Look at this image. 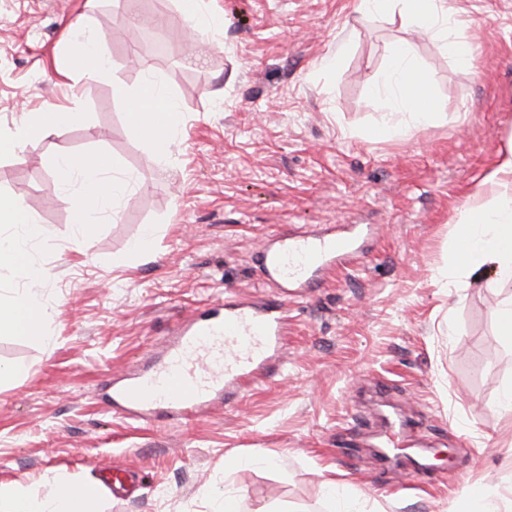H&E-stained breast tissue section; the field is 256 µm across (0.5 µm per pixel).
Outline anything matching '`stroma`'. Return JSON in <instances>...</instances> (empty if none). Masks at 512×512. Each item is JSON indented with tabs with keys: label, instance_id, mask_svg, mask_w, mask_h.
Returning <instances> with one entry per match:
<instances>
[{
	"label": "stroma",
	"instance_id": "stroma-1",
	"mask_svg": "<svg viewBox=\"0 0 512 512\" xmlns=\"http://www.w3.org/2000/svg\"><path fill=\"white\" fill-rule=\"evenodd\" d=\"M357 0H205L219 48L195 59L179 0H0V136L23 115L80 121L32 131L0 152V197L23 200L48 240L47 276L0 264V304L42 297L46 338L0 335V485L52 496L63 478L97 481L86 458L133 472L134 492L101 489L97 512H455L485 500L512 512V340L499 310L512 280L452 268L457 213L512 143V0H447L478 20L476 66L399 15L359 17ZM88 22L109 68L72 64L69 28ZM409 43L443 110L382 138L373 95L387 48ZM341 55L338 68L329 57ZM180 122L157 156L127 100L146 72ZM101 153L138 184L116 215L77 232L54 188L59 155ZM371 225L359 260L289 297L281 365L234 404L188 420L137 421L105 408L103 387L156 356L179 320L214 298L263 292L257 252L276 233ZM154 227L149 254L132 246ZM388 382L431 456L404 489L370 434L363 400ZM406 448L402 457L413 456Z\"/></svg>",
	"mask_w": 512,
	"mask_h": 512
}]
</instances>
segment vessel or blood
<instances>
[{
	"label": "vessel or blood",
	"instance_id": "b4317fda",
	"mask_svg": "<svg viewBox=\"0 0 512 512\" xmlns=\"http://www.w3.org/2000/svg\"><path fill=\"white\" fill-rule=\"evenodd\" d=\"M357 237L324 231L280 235L258 255L267 282L305 286L349 260ZM288 319L281 301L265 296L217 299L179 322L152 366L116 381L106 399L131 418L161 412L195 414L216 398H243L258 372L282 350Z\"/></svg>",
	"mask_w": 512,
	"mask_h": 512
}]
</instances>
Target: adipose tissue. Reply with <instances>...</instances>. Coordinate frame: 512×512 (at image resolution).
<instances>
[{"mask_svg":"<svg viewBox=\"0 0 512 512\" xmlns=\"http://www.w3.org/2000/svg\"><path fill=\"white\" fill-rule=\"evenodd\" d=\"M399 5L401 14L413 27L443 36L445 47L457 63L472 67L473 56L466 34L450 36L457 26L445 9V0H359L358 9L366 14H382ZM390 66L375 85L376 99L390 113L404 112L413 126L428 124L439 112L438 101L428 93L427 84L409 44L396 43L387 50ZM119 97L129 98L131 122L137 134L147 139L158 156L170 151L172 133L179 114L165 91L161 78L149 74L135 95L116 87ZM56 185L70 188V203L77 215L79 230H87L110 214V206L125 197L135 186L133 178L108 165H94L85 156L63 154L57 157ZM485 186L494 194L488 203L468 205L459 214L460 234L454 251L460 266L477 271L487 264H496L499 274L512 275V147L498 159L495 167L484 177ZM0 222L22 224V234L0 237V260L11 259L24 272H31L29 243L41 237L33 218L18 198L0 199ZM43 307L37 295L17 294L10 305H0V334L29 335L31 329H43ZM7 502V512H92L86 484L79 481L60 484L55 496L31 507L25 491L0 486V502Z\"/></svg>","mask_w":512,"mask_h":512,"instance_id":"ef3b65f1","label":"adipose tissue"}]
</instances>
